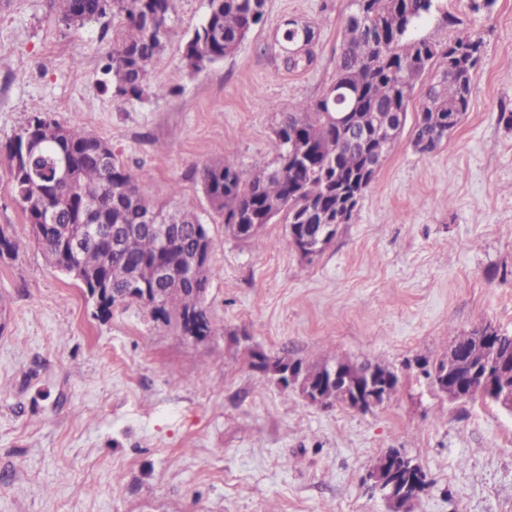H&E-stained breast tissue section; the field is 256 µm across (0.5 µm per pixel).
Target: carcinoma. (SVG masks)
I'll use <instances>...</instances> for the list:
<instances>
[{
    "label": "carcinoma",
    "instance_id": "1",
    "mask_svg": "<svg viewBox=\"0 0 512 512\" xmlns=\"http://www.w3.org/2000/svg\"><path fill=\"white\" fill-rule=\"evenodd\" d=\"M61 20L68 26L112 15L122 31L106 54L103 74L110 77L119 98L140 99L150 90L149 66L157 60L171 34L169 21L175 0H57ZM266 0H208L203 22L186 41V67L199 71L233 54L247 35L265 20ZM440 0H349L336 79L315 102L282 113L272 142L278 165L272 170L243 169L228 159L206 165L200 181L212 210L230 230L237 224L292 223L293 213H311L310 223H321L319 211L336 204V189L359 175L367 157L389 145L386 127L407 113L417 81L433 76L423 94L412 141L428 140L434 150L448 136V116L467 112L470 97L462 94L460 77L472 80L483 41L460 33L443 46L412 37L419 23L440 11ZM314 28L296 20L282 30L283 64L289 71L306 70L315 62L311 48ZM338 112L353 113L354 125L368 129L364 145L352 143L336 126ZM313 144L305 162L289 160L291 134ZM33 151L11 171L13 190L28 223L51 203L59 219L39 236L54 266L73 260L84 274V287L96 305L98 317L112 315V299L97 288H123L136 268L152 266L162 258L156 240L147 233L123 234L124 226L146 223L156 211L143 182L127 168L110 145L83 128L63 124L33 108L27 124L5 146L8 160L22 144ZM74 167V180L57 183L62 162ZM279 205L269 214L270 205ZM99 225L97 237L79 241L72 255L62 241L80 233L85 210ZM186 218L180 251L196 244L194 216ZM123 236L120 251L112 252V236ZM202 307L201 294L189 286L171 284L162 300L160 319L181 323Z\"/></svg>",
    "mask_w": 512,
    "mask_h": 512
}]
</instances>
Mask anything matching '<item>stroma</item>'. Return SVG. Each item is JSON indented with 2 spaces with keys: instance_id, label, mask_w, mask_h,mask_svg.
Segmentation results:
<instances>
[{
  "instance_id": "obj_1",
  "label": "stroma",
  "mask_w": 512,
  "mask_h": 512,
  "mask_svg": "<svg viewBox=\"0 0 512 512\" xmlns=\"http://www.w3.org/2000/svg\"><path fill=\"white\" fill-rule=\"evenodd\" d=\"M484 42L468 111L433 152L405 126L350 223L303 258L282 222L249 239L211 209L198 169H272L283 109L336 78L348 0H266L265 21L199 71L184 45L207 0H180L150 75L163 96L115 97L101 71L120 33L67 26L53 0H0V512H391L369 472L390 449L428 485L413 512H512V413L451 402L425 374L480 324L512 334V0H442ZM288 18L315 25L316 62L269 51ZM108 141L150 199L193 211L213 248L195 342L133 303L98 318L83 286L34 241L4 145L32 109ZM309 366L382 363L398 390L363 412L284 391L253 353Z\"/></svg>"
}]
</instances>
